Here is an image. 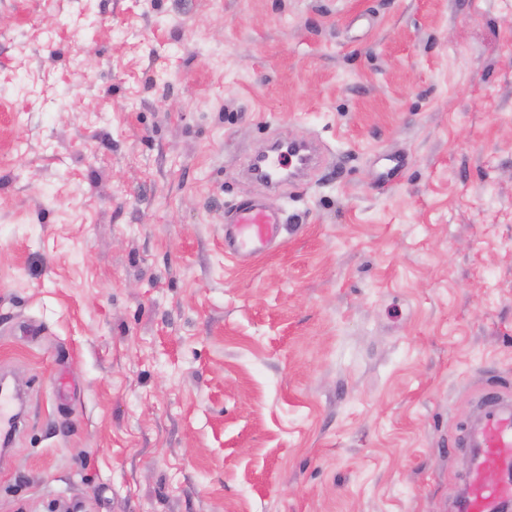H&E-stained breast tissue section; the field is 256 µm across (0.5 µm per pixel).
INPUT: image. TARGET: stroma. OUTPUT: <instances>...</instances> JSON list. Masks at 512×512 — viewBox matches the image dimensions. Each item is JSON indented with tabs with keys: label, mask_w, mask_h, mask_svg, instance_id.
Returning <instances> with one entry per match:
<instances>
[{
	"label": "stroma",
	"mask_w": 512,
	"mask_h": 512,
	"mask_svg": "<svg viewBox=\"0 0 512 512\" xmlns=\"http://www.w3.org/2000/svg\"><path fill=\"white\" fill-rule=\"evenodd\" d=\"M1 374L0 512H455L512 400V0H0ZM264 160L263 181L268 186L276 188L286 181L284 179L286 174H288L289 181L310 175L319 167L321 155L318 149L310 143L290 141L287 149L270 154ZM287 224L283 213L257 201H240L224 211V254L238 263H249L271 250ZM24 422L23 402L8 383L0 385V439L3 447L11 443L16 430Z\"/></svg>",
	"instance_id": "stroma-1"
}]
</instances>
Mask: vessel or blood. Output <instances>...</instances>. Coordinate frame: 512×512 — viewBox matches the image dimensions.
<instances>
[{
	"mask_svg": "<svg viewBox=\"0 0 512 512\" xmlns=\"http://www.w3.org/2000/svg\"><path fill=\"white\" fill-rule=\"evenodd\" d=\"M321 163L318 149L303 141L289 142L287 149L266 156L264 181L278 187L284 179L310 175ZM285 218L281 210L265 204L241 201L224 212V252L238 263H249L270 251L282 235ZM483 416L476 428L478 455L466 487L467 512H498L512 500V483L489 481L494 471L512 470V407L497 392H488ZM24 422L23 403L8 383L0 384V444L9 445Z\"/></svg>",
	"mask_w": 512,
	"mask_h": 512,
	"instance_id": "b4317fda",
	"label": "vessel or blood"
}]
</instances>
